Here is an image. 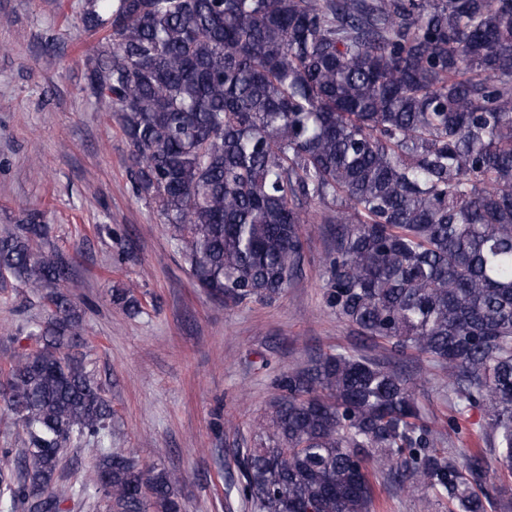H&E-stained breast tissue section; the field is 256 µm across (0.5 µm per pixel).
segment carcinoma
I'll return each instance as SVG.
<instances>
[{
  "instance_id": "carcinoma-1",
  "label": "carcinoma",
  "mask_w": 512,
  "mask_h": 512,
  "mask_svg": "<svg viewBox=\"0 0 512 512\" xmlns=\"http://www.w3.org/2000/svg\"><path fill=\"white\" fill-rule=\"evenodd\" d=\"M99 33L85 90L118 119L136 193L155 201L196 286L271 299L297 274L300 225H337L327 305L360 335L439 369L453 416L512 477V0H83ZM39 211L0 235V277L54 288L40 348L0 403L7 509L61 512L63 445H97L79 490L108 512H182L176 475L104 446L112 407L77 351L83 313ZM141 312L128 290L112 294ZM236 491L258 512H371L369 467L491 512L480 450L459 464L409 378L355 351L283 379ZM23 439L20 428L14 418L0 410V448H21Z\"/></svg>"
}]
</instances>
